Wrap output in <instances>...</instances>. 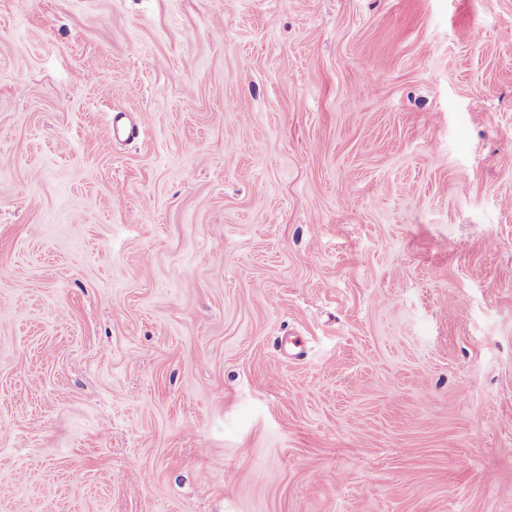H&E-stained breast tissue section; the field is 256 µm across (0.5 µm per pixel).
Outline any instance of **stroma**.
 Wrapping results in <instances>:
<instances>
[{"instance_id": "obj_1", "label": "stroma", "mask_w": 512, "mask_h": 512, "mask_svg": "<svg viewBox=\"0 0 512 512\" xmlns=\"http://www.w3.org/2000/svg\"><path fill=\"white\" fill-rule=\"evenodd\" d=\"M0 512H512V0H0Z\"/></svg>"}]
</instances>
